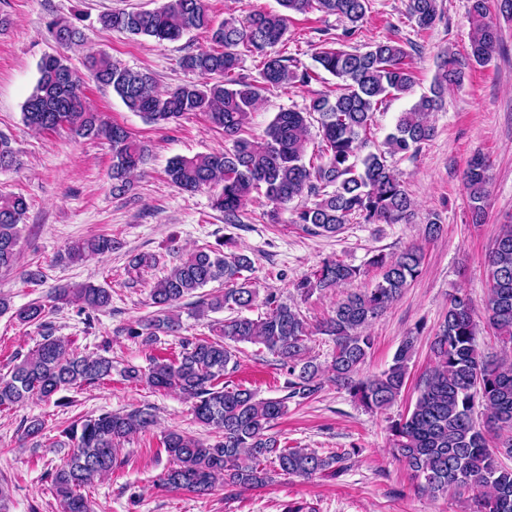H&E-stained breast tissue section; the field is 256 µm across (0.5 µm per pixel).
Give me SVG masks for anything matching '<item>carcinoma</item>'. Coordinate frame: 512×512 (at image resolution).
I'll return each instance as SVG.
<instances>
[{
    "label": "carcinoma",
    "mask_w": 512,
    "mask_h": 512,
    "mask_svg": "<svg viewBox=\"0 0 512 512\" xmlns=\"http://www.w3.org/2000/svg\"><path fill=\"white\" fill-rule=\"evenodd\" d=\"M473 26L469 59L488 64L497 51L499 33L487 0H470ZM277 11L256 10L242 22L229 19L214 24L205 0H164L154 10H115L101 15L109 29L174 42L188 31L207 34L209 46L181 59L184 69L206 79L159 91L153 75L122 68L99 53L88 58L92 79L112 88L127 109L146 121L169 124L187 114H201L224 130L233 142L224 152L176 156L169 161L170 181L186 191L221 186L212 207L224 213L228 224L240 223V213L252 193H263L271 209L263 216L276 222L278 209L297 199L308 203L294 211V223L311 235H335L351 217L364 224H399L413 208L403 181L387 164L386 155H413L433 136L429 113L437 110L448 85L464 77L463 64L448 56L440 65L430 90L398 117L385 145L387 153L367 150L374 112L390 97L412 90L415 76L410 53L398 38L375 41L365 49H344L338 39L325 42L315 57L324 71L343 81L333 93L310 99L301 110L276 114L265 135L244 138L253 110L266 89L307 85L316 77L309 69L291 68L290 59L270 55L280 43L290 14L321 12L342 17L348 27L343 37L359 34L369 0H278ZM406 14L421 31L432 28L440 16L438 0H407ZM54 41L67 46L85 38L84 29L66 21H52ZM264 57L261 82L237 74L242 55ZM84 82L57 55L45 56L39 78L23 105V119L37 132L64 126L80 138L108 141L112 148V193L125 194L131 174L147 164L149 150L125 127L104 122L85 109ZM319 125L318 153L306 157L312 122ZM20 165L8 140L0 137V169ZM489 183L488 163L473 157L464 172L471 221L485 218ZM19 194H0V269H12L19 258L20 224L27 212ZM112 237L101 235L69 247L65 259L78 261L112 251ZM422 248L411 245L396 255L379 253L370 265L381 270V280L362 291L351 292L336 303L316 329L300 311L273 293L264 298V318L242 315L252 308L259 292L243 272L253 261L244 251L229 257L215 248H199L188 254L151 289L154 310L125 328L132 338L147 345L162 336H178L181 321L177 309L187 297L212 282L224 287L199 296L194 312L204 316L224 309L237 313L218 323L216 337H183L174 359H152L142 369L128 365L121 377L146 382L159 391L177 390L192 403L195 420L219 437L204 443L178 430H168L161 444L169 466L159 476L161 487L199 495L218 484L259 488L281 475L309 479L317 474L336 476L345 469L350 452L343 449L322 456L306 448L281 445L272 429L287 411L291 398L308 399L321 390V368L309 356L313 331L331 338L335 345L329 371L336 385L369 410L390 406L406 386L408 364L415 352L420 328L410 331L397 348L391 365L375 376L361 375L372 349L367 333L414 281L423 264ZM489 295L486 318L505 344H512V224L502 225L487 258ZM361 270L338 259H325L307 276L294 283L301 298L339 288L358 277ZM53 303L79 304V311L95 313L111 302L110 292L91 283L58 288ZM11 311L0 298V315ZM13 312V311H11ZM23 323L44 326L46 306L32 303L13 312ZM476 322L470 298L455 292L448 297V311L430 342L434 364L423 374L413 409L390 423L395 455L418 480V489L436 497L450 488L472 491L469 512H512V467L499 454L512 455V357L487 360L475 344ZM239 343L258 344L277 358L288 375L289 394L284 398H259L241 385L229 387L224 375L238 365ZM9 374L0 376V411L24 405L30 399L64 398L59 393L112 379V358L80 355L69 341L48 332L36 348L15 357ZM484 418L477 422L476 407ZM156 423L148 408L128 412H103L71 423L62 430L73 448L69 461L51 473V484L66 512H90L82 489L104 478L117 466V445Z\"/></svg>",
    "instance_id": "obj_1"
}]
</instances>
